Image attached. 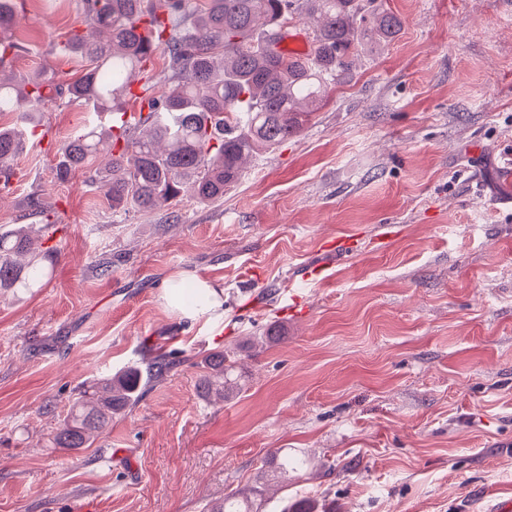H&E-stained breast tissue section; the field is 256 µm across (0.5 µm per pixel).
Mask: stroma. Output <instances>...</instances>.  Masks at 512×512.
<instances>
[{
    "mask_svg": "<svg viewBox=\"0 0 512 512\" xmlns=\"http://www.w3.org/2000/svg\"><path fill=\"white\" fill-rule=\"evenodd\" d=\"M382 3L398 38L360 51L301 135L216 201L113 213L89 170L57 179L60 144L99 110L63 96L43 112L0 199V228L55 223L59 250L44 287L0 291V512L512 500V0ZM79 9L31 0L17 80L82 76L61 48ZM186 274L223 288L222 316L166 305ZM218 351L227 399L200 388ZM161 352L174 368L92 447H51L82 388ZM278 449L308 470L266 480ZM262 499L256 496L253 499H247L245 502H239L238 499L225 497L224 502L216 504L210 512H262Z\"/></svg>",
    "mask_w": 512,
    "mask_h": 512,
    "instance_id": "obj_1",
    "label": "stroma"
}]
</instances>
